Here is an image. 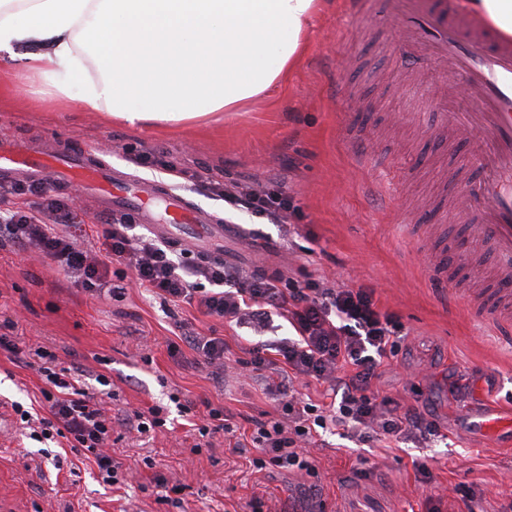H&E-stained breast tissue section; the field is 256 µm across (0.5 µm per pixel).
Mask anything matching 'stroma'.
<instances>
[{
    "label": "stroma",
    "instance_id": "obj_1",
    "mask_svg": "<svg viewBox=\"0 0 512 512\" xmlns=\"http://www.w3.org/2000/svg\"><path fill=\"white\" fill-rule=\"evenodd\" d=\"M399 36L390 19L366 26L341 0H325L285 86L242 111L183 128L132 129L74 111L40 97L38 83L19 69L0 88V136L47 148L98 147L112 167L223 218L224 239L203 250L205 258L375 288L380 309L408 335L388 353L376 387L433 414L440 438L353 455L335 431L322 429L309 445L312 475L255 471L221 433L190 454L199 437L171 408L172 392L197 408L224 406L241 430L273 411L237 363L257 335L132 285L117 298L87 294L50 258L1 241L0 323L13 321L19 348L55 347L63 361L83 365L82 382L91 387L107 376L112 415L153 404L169 413L165 427L147 433L120 429L112 453L132 471L124 489L112 491L69 448L21 429L12 405H29L41 382L0 351V503L11 512H247L258 497L266 512H425L433 496L452 512H468L463 493L475 483L487 494L485 512L512 501V329L465 293L471 284L495 291L496 259L470 238L469 222L451 203L479 178L463 164L476 132L444 128L437 105L441 95H458L464 79L433 60L416 73L398 50ZM145 151L166 155L187 177L138 163ZM240 180L280 186L290 204L287 225L255 217L210 187ZM183 322L224 338L222 381L185 342ZM491 415L508 427L487 431ZM423 464L432 485L420 482ZM357 465L373 477L351 479ZM158 472L185 484L183 508L157 501Z\"/></svg>",
    "mask_w": 512,
    "mask_h": 512
}]
</instances>
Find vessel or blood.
Instances as JSON below:
<instances>
[{
  "label": "vessel or blood",
  "mask_w": 512,
  "mask_h": 512,
  "mask_svg": "<svg viewBox=\"0 0 512 512\" xmlns=\"http://www.w3.org/2000/svg\"><path fill=\"white\" fill-rule=\"evenodd\" d=\"M407 37L404 51L423 41L430 55L464 75L467 107L444 115L446 126H478L470 158L481 180L459 198L458 211L471 220L472 234L488 239L499 260L501 291L492 304L501 324H512V40L500 38L473 23L455 0H344L352 14L378 16V2ZM55 169L60 178L80 184L101 208L126 211L143 224L190 226L195 241L205 244L224 236L220 218L194 209L185 198L167 194L153 182L133 181L106 167L99 151L45 153L18 142L0 143V171L44 173Z\"/></svg>",
  "instance_id": "vessel-or-blood-1"
}]
</instances>
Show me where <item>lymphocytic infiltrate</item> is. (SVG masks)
<instances>
[{
	"mask_svg": "<svg viewBox=\"0 0 512 512\" xmlns=\"http://www.w3.org/2000/svg\"><path fill=\"white\" fill-rule=\"evenodd\" d=\"M224 196L271 222L288 220V198L281 190L234 183ZM69 212L66 200L42 196L34 207L16 208L0 219V241L37 248L59 265L73 286L92 295L101 291L110 263L117 261L131 270L139 287L203 315L258 334L267 331L276 316L292 327L293 336L249 345V358L241 363L267 395L280 401L283 412L261 423L253 436L255 468L309 469L306 442L317 426H333L341 438L356 444L377 440L396 445L440 437L432 415L403 409L398 398L372 389L390 339L401 330L395 317L378 307L374 289L339 288L328 281L301 285L283 272H248L220 260L179 262L167 244L134 234L133 224L123 217H103V247L88 249L58 230ZM25 365L40 377L48 410L39 418L14 404L31 439H65L68 448L94 463L103 485L125 484L129 469L111 453L116 423L103 406L107 378L99 377L97 389L84 388L77 366L60 361L55 351L41 345L29 349ZM313 380L339 394L332 414H319L315 405L298 400L297 385Z\"/></svg>",
	"mask_w": 512,
	"mask_h": 512,
	"instance_id": "f902f5d3",
	"label": "lymphocytic infiltrate"
}]
</instances>
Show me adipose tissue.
Here are the masks:
<instances>
[{"label":"adipose tissue","instance_id":"adipose-tissue-1","mask_svg":"<svg viewBox=\"0 0 512 512\" xmlns=\"http://www.w3.org/2000/svg\"><path fill=\"white\" fill-rule=\"evenodd\" d=\"M323 0H0V77L136 129L237 112L287 82Z\"/></svg>","mask_w":512,"mask_h":512}]
</instances>
